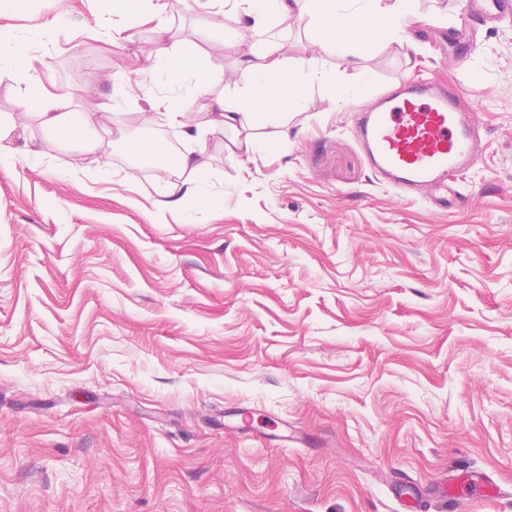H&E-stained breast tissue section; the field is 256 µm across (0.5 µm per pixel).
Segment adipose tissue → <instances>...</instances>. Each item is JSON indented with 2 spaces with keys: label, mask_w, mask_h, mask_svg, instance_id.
<instances>
[{
  "label": "adipose tissue",
  "mask_w": 512,
  "mask_h": 512,
  "mask_svg": "<svg viewBox=\"0 0 512 512\" xmlns=\"http://www.w3.org/2000/svg\"><path fill=\"white\" fill-rule=\"evenodd\" d=\"M216 10L212 21L201 29L203 39L219 38L245 45L242 66L251 75L249 88L227 99L211 96L210 87L222 74L215 66L191 51L179 53L160 49L153 59L137 67L140 75L158 84L191 85L201 103L196 111L169 108V125L179 128L186 144L184 151L172 155L164 141L154 140L139 146L138 151L157 163L159 197L154 205L165 210L183 209L187 200L199 205L213 204L204 189L208 176L205 157L192 144L203 134H220L224 129L238 130L233 145L246 157L266 153L271 142L255 135L258 122L277 127L283 118L281 102L299 110L307 109L314 86L336 85L335 72L320 68L312 59H291L280 52L270 37L271 22L277 17L295 16L307 20L312 42L326 51L349 57L353 46L370 47L396 40L401 21L411 14L413 0H209ZM236 16L239 24L225 25L223 18ZM38 114L41 126L57 143L71 138L90 136L103 124L97 112H81L73 106L72 93H46L41 97ZM26 113L0 116V159L21 153L39 161L42 150L34 148L26 137Z\"/></svg>",
  "instance_id": "adipose-tissue-1"
}]
</instances>
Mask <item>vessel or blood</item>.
Wrapping results in <instances>:
<instances>
[{
  "mask_svg": "<svg viewBox=\"0 0 512 512\" xmlns=\"http://www.w3.org/2000/svg\"><path fill=\"white\" fill-rule=\"evenodd\" d=\"M512 17V0H469L460 24L471 27ZM477 116L454 86L412 78L381 95L359 113L357 133L368 162L384 181L406 196L433 189L444 208L454 176L475 167Z\"/></svg>",
  "mask_w": 512,
  "mask_h": 512,
  "instance_id": "1",
  "label": "vessel or blood"
}]
</instances>
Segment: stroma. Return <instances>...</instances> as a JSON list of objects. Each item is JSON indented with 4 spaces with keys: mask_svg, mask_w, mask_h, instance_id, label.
<instances>
[{
    "mask_svg": "<svg viewBox=\"0 0 512 512\" xmlns=\"http://www.w3.org/2000/svg\"><path fill=\"white\" fill-rule=\"evenodd\" d=\"M169 3L163 36L115 45L102 31L136 18L112 0H0V51L32 39L39 87L126 101L104 180L0 75V114L29 113L47 153L0 163V512H444L436 485L459 475L499 491L457 512H512V22L455 44L466 0H415L414 51L353 68L275 21L285 56L371 80L336 109L314 87L261 156L201 137L219 203L180 213L153 207L128 146L154 138L146 96L198 101L124 77L162 46L222 67L211 95L251 77L243 46L200 39L209 9ZM412 77L477 101L481 160L447 211L397 196L351 121Z\"/></svg>",
    "mask_w": 512,
    "mask_h": 512,
    "instance_id": "stroma-1",
    "label": "stroma"
}]
</instances>
